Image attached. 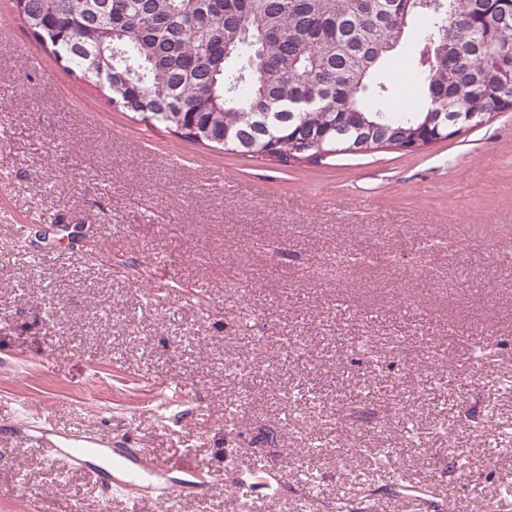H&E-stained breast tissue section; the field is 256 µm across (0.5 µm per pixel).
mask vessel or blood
Returning a JSON list of instances; mask_svg holds the SVG:
<instances>
[{
  "label": "vessel or blood",
  "instance_id": "vessel-or-blood-1",
  "mask_svg": "<svg viewBox=\"0 0 512 512\" xmlns=\"http://www.w3.org/2000/svg\"><path fill=\"white\" fill-rule=\"evenodd\" d=\"M8 437L19 445L42 448L49 460L64 462L72 468L87 467L90 457H101L105 465L95 469L94 474L105 503L110 500L113 484L119 483L134 499L151 501L165 510L172 502L209 493L217 481L215 475L204 469L190 470L187 478L170 481V465L141 449L97 434L60 432L47 423L19 433L9 432ZM247 471L248 480L234 478L229 482L240 497H248L261 489L273 493L280 489L282 476L277 471L259 465L248 466ZM403 497L421 506L424 512H446L448 507L446 497L433 484L406 488Z\"/></svg>",
  "mask_w": 512,
  "mask_h": 512
}]
</instances>
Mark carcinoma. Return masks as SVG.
<instances>
[{
    "mask_svg": "<svg viewBox=\"0 0 512 512\" xmlns=\"http://www.w3.org/2000/svg\"><path fill=\"white\" fill-rule=\"evenodd\" d=\"M64 68L208 147L283 166L419 149L506 111L512 0H13ZM411 41L419 51L404 58ZM413 103L393 107L401 63ZM112 80L100 82V73Z\"/></svg>",
    "mask_w": 512,
    "mask_h": 512,
    "instance_id": "1",
    "label": "carcinoma"
}]
</instances>
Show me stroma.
<instances>
[{"instance_id": "1", "label": "stroma", "mask_w": 512, "mask_h": 512, "mask_svg": "<svg viewBox=\"0 0 512 512\" xmlns=\"http://www.w3.org/2000/svg\"><path fill=\"white\" fill-rule=\"evenodd\" d=\"M0 25V426L283 475L277 495L220 486L179 512H406L399 485L430 482L455 512H498L512 455L484 436L512 433V111L415 152L284 167L116 110L12 0ZM0 512L159 510L122 490L101 505L88 471L0 442Z\"/></svg>"}]
</instances>
